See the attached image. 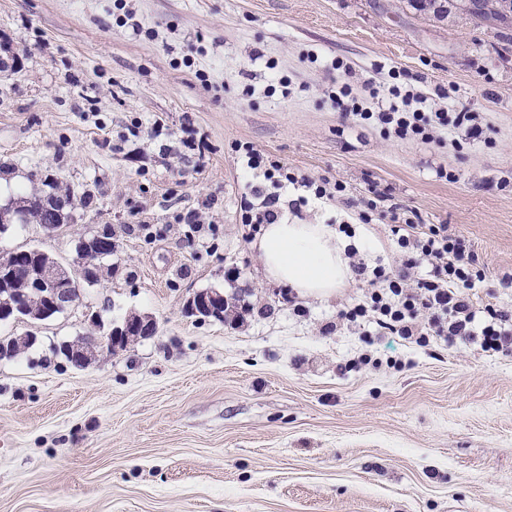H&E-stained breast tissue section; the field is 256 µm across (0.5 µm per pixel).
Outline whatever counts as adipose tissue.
I'll return each mask as SVG.
<instances>
[{"mask_svg": "<svg viewBox=\"0 0 512 512\" xmlns=\"http://www.w3.org/2000/svg\"><path fill=\"white\" fill-rule=\"evenodd\" d=\"M255 247L265 277L299 296L324 298L347 285V243L331 224H309L284 216L265 225Z\"/></svg>", "mask_w": 512, "mask_h": 512, "instance_id": "ef3b65f1", "label": "adipose tissue"}]
</instances>
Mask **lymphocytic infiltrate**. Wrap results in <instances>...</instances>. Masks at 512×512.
Returning a JSON list of instances; mask_svg holds the SVG:
<instances>
[{"label": "lymphocytic infiltrate", "instance_id": "1", "mask_svg": "<svg viewBox=\"0 0 512 512\" xmlns=\"http://www.w3.org/2000/svg\"><path fill=\"white\" fill-rule=\"evenodd\" d=\"M368 95L377 100V110L355 103L344 112L358 122L379 128L386 137L431 141L438 131L450 126L464 129L473 140L483 134L478 115L466 106H458L451 115L427 111L428 97L414 85L372 86ZM235 151L245 172L252 176L238 205L246 239H254L264 225L278 223L284 211L299 214L309 198L330 200L345 191L343 184L291 172L280 160L251 144H236ZM269 183L277 185V192L266 191ZM289 185L300 188L302 194L285 202L278 191ZM385 200L381 192L362 199L358 218L369 224L374 216L389 215L391 236L401 262L370 268L357 261L355 249H348L351 267L367 290L363 300L340 312V320L363 321L371 325L372 335L399 336L419 346L428 345L435 337L453 346L477 338L483 350H512V311L492 304L480 308L473 300L474 288L483 281L478 255L466 251L447 225L416 223L396 206L386 205Z\"/></svg>", "mask_w": 512, "mask_h": 512}]
</instances>
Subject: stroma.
Returning <instances> with one entry per match:
<instances>
[{"mask_svg": "<svg viewBox=\"0 0 512 512\" xmlns=\"http://www.w3.org/2000/svg\"><path fill=\"white\" fill-rule=\"evenodd\" d=\"M131 5L138 35L116 24L113 0H0V205L48 177L93 197L56 235H1L0 253L35 246L69 263L104 229L115 250L73 309L0 321L2 338L39 339L0 360V512H512V353L364 342L337 321L363 296L356 280L284 302L242 236L233 150L248 142L343 182L342 198L299 219L349 223L368 266L396 258L383 222L356 219L369 187L447 225L484 266L475 302L512 306V29L408 0ZM393 69L433 108L479 113L482 139L387 138L329 96L345 83L366 97ZM275 72L287 93L270 91ZM186 123L204 151L181 143ZM201 206L206 224L187 237L177 217ZM207 288L249 289L254 310L234 328L187 314ZM131 314L157 336L84 368L54 354L93 316ZM364 352L379 366H354Z\"/></svg>", "mask_w": 512, "mask_h": 512, "instance_id": "obj_1", "label": "stroma"}]
</instances>
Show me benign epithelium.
Returning a JSON list of instances; mask_svg holds the SVG:
<instances>
[{
  "instance_id": "1",
  "label": "benign epithelium",
  "mask_w": 512,
  "mask_h": 512,
  "mask_svg": "<svg viewBox=\"0 0 512 512\" xmlns=\"http://www.w3.org/2000/svg\"><path fill=\"white\" fill-rule=\"evenodd\" d=\"M108 235L109 232L101 231L82 239L77 251V261L69 267L55 263L28 271L27 279L32 285V292L46 300V307L40 317L50 313H63L78 304L80 293L65 287V283L93 276L112 259V239ZM16 308H23L19 296L10 291L0 294V317H10ZM222 308L223 295L216 290L198 291L187 303V312L191 315L205 313L222 318ZM156 333L157 325L152 319L133 315L107 332L67 342L63 350L72 365L85 367L104 352L115 355L125 350L131 337L136 340L148 339Z\"/></svg>"
}]
</instances>
